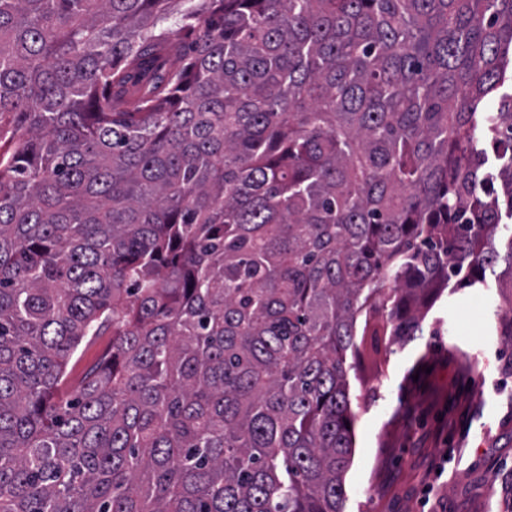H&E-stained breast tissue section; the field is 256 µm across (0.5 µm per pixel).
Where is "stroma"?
<instances>
[{
  "label": "stroma",
  "mask_w": 512,
  "mask_h": 512,
  "mask_svg": "<svg viewBox=\"0 0 512 512\" xmlns=\"http://www.w3.org/2000/svg\"><path fill=\"white\" fill-rule=\"evenodd\" d=\"M445 290L353 382L345 512H512V278Z\"/></svg>",
  "instance_id": "35a3bbf8"
}]
</instances>
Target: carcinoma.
Returning <instances> with one entry per match:
<instances>
[{
	"label": "carcinoma",
	"instance_id": "carcinoma-1",
	"mask_svg": "<svg viewBox=\"0 0 512 512\" xmlns=\"http://www.w3.org/2000/svg\"><path fill=\"white\" fill-rule=\"evenodd\" d=\"M505 218L512 0H0V512H344Z\"/></svg>",
	"mask_w": 512,
	"mask_h": 512
}]
</instances>
